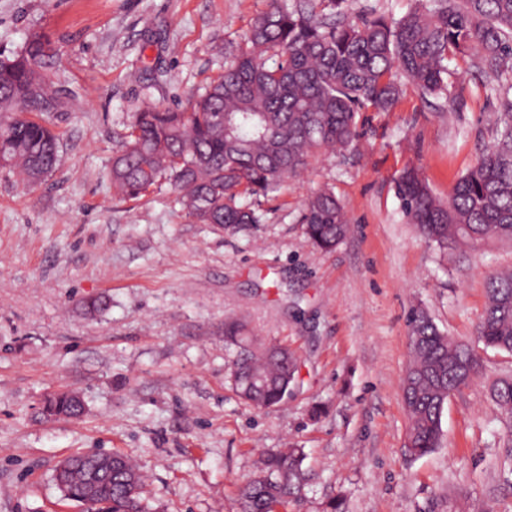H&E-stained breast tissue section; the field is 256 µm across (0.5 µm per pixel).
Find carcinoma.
I'll return each mask as SVG.
<instances>
[{
	"label": "carcinoma",
	"mask_w": 512,
	"mask_h": 512,
	"mask_svg": "<svg viewBox=\"0 0 512 512\" xmlns=\"http://www.w3.org/2000/svg\"><path fill=\"white\" fill-rule=\"evenodd\" d=\"M347 0H266L243 38L225 53L224 69L185 111L146 106L135 113L123 149L112 159V189L138 199L167 182L198 224L235 229L257 224L252 201L279 191L319 153L345 151L358 139L357 116L387 111L407 82L423 94L447 87L448 62L502 83L512 76V0H424L401 18L349 19ZM58 49L29 32L17 53L0 54V167L37 183L57 167L58 137L32 112L56 90ZM496 142L438 199L419 169L396 182L402 212L422 236L446 252L494 238L512 239V98L499 90ZM312 245L331 250L347 235L346 212L327 188L311 193L302 215ZM487 307L478 341L512 354V272L486 281ZM411 359L403 381L409 415L407 448H437L448 399L478 374L474 349L441 333L423 311L412 314ZM238 322L224 337L238 348L235 387L257 408L283 401L297 384L295 352L257 347ZM512 414V378L492 388ZM82 397L50 395L48 418H78ZM304 450L262 454L242 491L240 512H284L304 487ZM63 499L78 502L98 483L103 512H152L138 468L120 453L70 457L54 477Z\"/></svg>",
	"instance_id": "carcinoma-1"
}]
</instances>
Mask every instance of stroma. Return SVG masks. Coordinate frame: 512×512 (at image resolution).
<instances>
[{
    "label": "stroma",
    "instance_id": "stroma-1",
    "mask_svg": "<svg viewBox=\"0 0 512 512\" xmlns=\"http://www.w3.org/2000/svg\"><path fill=\"white\" fill-rule=\"evenodd\" d=\"M264 0H0V51L40 29L60 48L56 103L40 116L59 162L30 185L0 168V512H83L54 482L73 455L122 453L154 512H238L260 452L301 448L307 484L288 512H512V417L491 397L512 354L477 343L489 275L512 242L439 252L408 224L395 181L420 168L447 197L496 135L495 96L450 63L448 93L404 87L358 118L354 150L323 154L256 202L260 223L188 218L169 185L115 195L113 156L135 112L179 111L220 71ZM169 79L156 76L157 69ZM333 190L349 222L314 247L306 197ZM105 298L90 314L83 301ZM473 345L474 381L453 395L438 448H406L402 386L410 313ZM299 359L298 383L257 409L231 380L225 321ZM75 392L85 414L46 418Z\"/></svg>",
    "mask_w": 512,
    "mask_h": 512
}]
</instances>
